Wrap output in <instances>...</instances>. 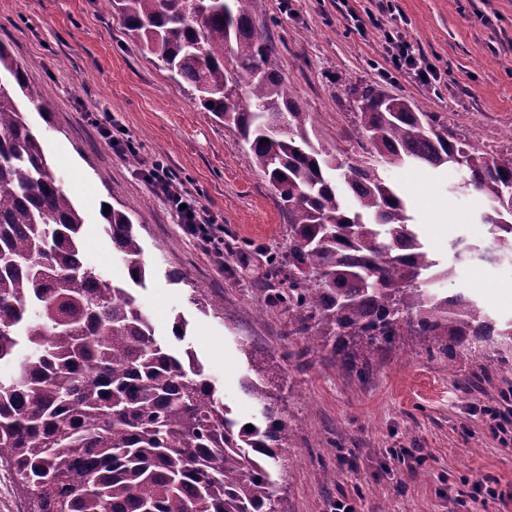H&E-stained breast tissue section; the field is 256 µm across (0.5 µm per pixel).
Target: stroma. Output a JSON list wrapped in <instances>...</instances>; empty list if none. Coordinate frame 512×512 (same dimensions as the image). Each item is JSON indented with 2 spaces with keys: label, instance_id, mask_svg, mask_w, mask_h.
I'll list each match as a JSON object with an SVG mask.
<instances>
[{
  "label": "stroma",
  "instance_id": "obj_1",
  "mask_svg": "<svg viewBox=\"0 0 512 512\" xmlns=\"http://www.w3.org/2000/svg\"><path fill=\"white\" fill-rule=\"evenodd\" d=\"M405 21L416 53L435 64L442 81L426 89L392 68L383 32L369 17ZM261 19L277 50L280 73L311 113L322 143L349 150L355 124L351 90L381 85L390 94L437 112L455 134L485 149L512 146V0H264ZM0 43L52 108L27 118L42 136L64 190L82 209L85 257L107 279L123 278L120 260L101 229L100 203L133 219L148 270L135 294L157 339L175 353L193 352L234 418L256 420L259 406L242 383L255 349L287 417L288 453L278 475L281 512H331L347 498L357 512H512V444L488 431L486 409L500 405L512 366L462 389L461 366L404 339L358 381L328 352L303 353L288 333V313L267 300L281 280L269 277L288 250V218L267 178L236 131L199 106L191 89L171 79L99 0H0ZM107 116L115 136H130L135 158L116 155L90 114ZM157 160L224 227L216 259L187 236L142 173ZM407 201L414 228L436 259L454 260L456 242L487 247L475 223L485 200L453 191L457 177L420 166L384 172ZM448 208L438 223L435 207ZM455 287L478 296L494 313L512 316V259L458 263ZM181 283H173L170 273ZM216 301L196 306L191 292ZM186 334L176 339L175 318ZM498 498L476 495V482Z\"/></svg>",
  "mask_w": 512,
  "mask_h": 512
}]
</instances>
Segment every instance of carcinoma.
<instances>
[{"instance_id": "carcinoma-1", "label": "carcinoma", "mask_w": 512, "mask_h": 512, "mask_svg": "<svg viewBox=\"0 0 512 512\" xmlns=\"http://www.w3.org/2000/svg\"><path fill=\"white\" fill-rule=\"evenodd\" d=\"M204 111L234 128L288 213L291 245L273 261L288 282L268 302L288 310L303 352L330 350L367 378L376 360L415 336L487 374L512 356V318L495 319L432 258L383 170L407 162L467 175L494 248L512 252V147L486 150L437 112L378 85L354 90L355 155L315 136L311 113L279 74L258 29L263 0H101ZM50 105L0 43V361L30 352L0 379V465L15 472L28 512H280L272 465L288 421L267 404L263 363L247 393L263 422L246 429L198 363L155 338L133 289L146 279L131 217L108 208L104 234L121 282L84 258L82 211L64 191L42 134Z\"/></svg>"}]
</instances>
